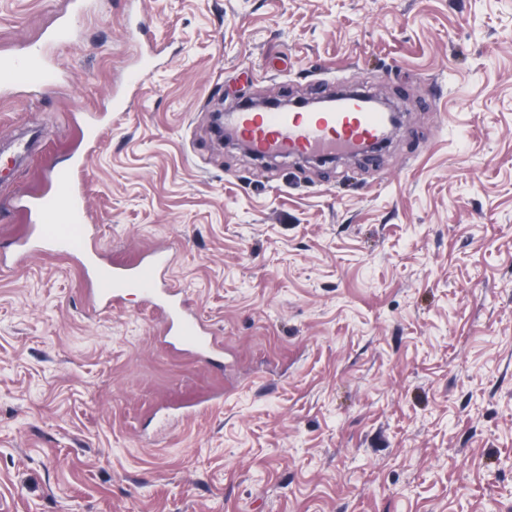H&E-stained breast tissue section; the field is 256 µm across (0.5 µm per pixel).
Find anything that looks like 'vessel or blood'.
Masks as SVG:
<instances>
[{"label":"vessel or blood","mask_w":512,"mask_h":512,"mask_svg":"<svg viewBox=\"0 0 512 512\" xmlns=\"http://www.w3.org/2000/svg\"><path fill=\"white\" fill-rule=\"evenodd\" d=\"M0 74L8 75L10 83L38 90L58 83L41 46L21 54L1 53ZM386 130L385 113L360 101H346L318 112L243 110L235 115L237 135L262 153L330 155L355 151L380 140ZM84 161V156H77L74 169L52 172L44 185L18 198L15 208L27 226L19 242L20 253L49 248L63 255H87L91 218L74 188V170L83 167ZM171 262V255L163 250L136 262H92L96 291L91 304L109 308L129 290H137L160 314V335L166 345L182 354L205 357L219 347L220 340L167 284Z\"/></svg>","instance_id":"1"}]
</instances>
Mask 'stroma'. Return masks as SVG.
<instances>
[{"label":"stroma","mask_w":512,"mask_h":512,"mask_svg":"<svg viewBox=\"0 0 512 512\" xmlns=\"http://www.w3.org/2000/svg\"><path fill=\"white\" fill-rule=\"evenodd\" d=\"M63 22L58 87L0 96V253L93 118L96 258L170 248L223 347L92 308L83 259L0 270V512H512V0H0V53ZM346 86L404 113L374 161L211 130Z\"/></svg>","instance_id":"1"}]
</instances>
